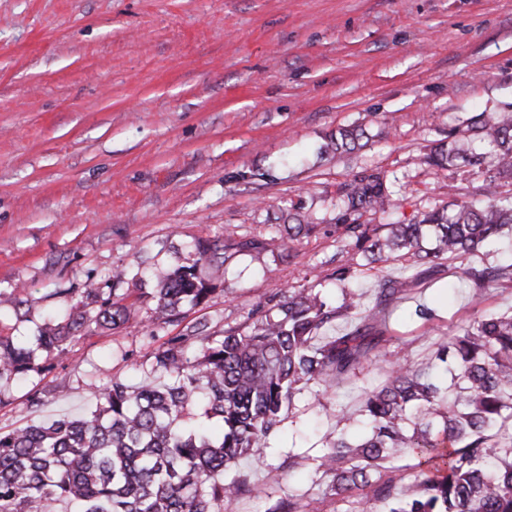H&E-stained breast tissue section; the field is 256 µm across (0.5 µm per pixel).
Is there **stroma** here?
Here are the masks:
<instances>
[{"label": "stroma", "instance_id": "1", "mask_svg": "<svg viewBox=\"0 0 512 512\" xmlns=\"http://www.w3.org/2000/svg\"><path fill=\"white\" fill-rule=\"evenodd\" d=\"M504 111L512 0H0V290L20 291L17 308L0 306V336L33 335L116 272L133 291L124 326L0 388V427L91 409V392L149 376L158 344L189 326L251 325L292 288L340 297L330 276L348 242L336 225L344 183L385 172L399 206L363 221L409 223L482 181L428 164L430 149ZM348 126L366 130L365 146L328 150ZM292 213L318 229L284 243L277 226ZM199 237L267 247L200 262L207 301L153 321L156 273L188 262ZM457 277L444 262L432 287L387 307L390 353L424 360L459 318L512 311V288L449 292ZM430 300L426 323L414 308ZM335 428L299 396L264 462H240L249 491L224 512L315 498L309 457Z\"/></svg>", "mask_w": 512, "mask_h": 512}]
</instances>
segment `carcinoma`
Returning a JSON list of instances; mask_svg holds the SVG:
<instances>
[{
    "label": "carcinoma",
    "mask_w": 512,
    "mask_h": 512,
    "mask_svg": "<svg viewBox=\"0 0 512 512\" xmlns=\"http://www.w3.org/2000/svg\"><path fill=\"white\" fill-rule=\"evenodd\" d=\"M365 131L336 130L338 153L356 149ZM442 168L470 166L482 174L473 195L433 208L409 224H365L364 214L398 207L378 170L353 175L341 188L343 223L351 242L332 273L344 282L365 265L409 255L420 271L378 281L372 304L345 291L341 303L298 288L248 329L213 335L196 328L154 354L157 380L135 387L111 380L83 414L0 428V512H216L247 491L224 478L239 460H261L297 395L321 402L388 341L376 328L395 298L418 287L443 261L459 263L460 279L478 288L512 285V262L478 266L471 258L503 230L512 233V113L481 112L466 134L435 146ZM309 222L283 225L286 238L307 236ZM194 260L163 272L153 289V319L171 324L185 302L213 291L197 264L217 258L208 240L191 244ZM133 289H85L96 306L44 324L27 341L0 336V387L36 369L41 354L75 346L92 329L115 330L128 320ZM358 320L346 333L336 322ZM417 460L410 477L393 462ZM315 468L326 477L312 510L326 500L342 512H512V314L462 319L436 343L426 363L387 362L382 384L367 389L356 426L325 436Z\"/></svg>",
    "instance_id": "obj_1"
}]
</instances>
